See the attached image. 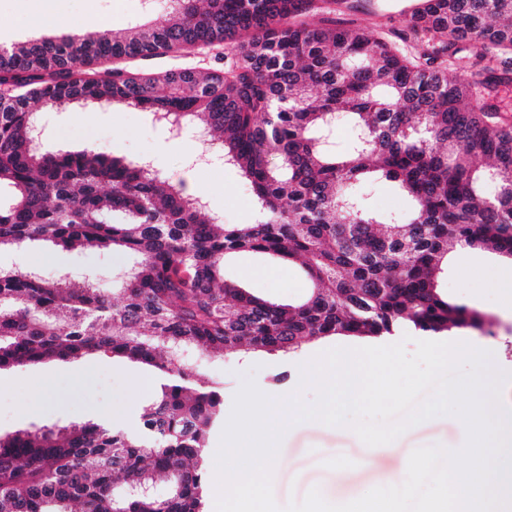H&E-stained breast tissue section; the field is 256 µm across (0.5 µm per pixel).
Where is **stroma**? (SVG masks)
<instances>
[{
    "mask_svg": "<svg viewBox=\"0 0 512 512\" xmlns=\"http://www.w3.org/2000/svg\"><path fill=\"white\" fill-rule=\"evenodd\" d=\"M63 19L59 33L102 31L111 26L141 24L151 14V0H54ZM353 9H338L332 19L340 27H362L385 38L400 53L419 59L417 41L410 32L407 0H352ZM42 0H0V45L37 36L32 21ZM225 46L199 49L177 56L133 60L132 71L163 74L176 70L220 71L235 62ZM43 128L42 150L80 151L96 148L127 158L152 163L170 179L192 182L193 195L202 199L204 209L227 224H246L256 216L254 199L240 174L225 166L218 155L201 159L202 144L193 130L172 136L149 112L129 106H97L76 103L65 109L34 105ZM127 264L125 256L80 249H64L36 243L25 250H0V269L24 268L50 278L73 281L87 278L100 287L114 288ZM503 258L482 250L454 253L448 263L443 293L449 301L489 316L485 332L455 330L458 341L491 351L494 360L512 366V280L502 276ZM224 277L251 294L282 304L296 302L305 285L300 265H285L252 252L234 256ZM349 336H332L305 343L293 354L256 352L245 356H206L187 352L186 364L197 366L210 386L224 390V411L232 413L235 398L245 381L282 408L273 411V421L286 424L278 460L273 468L272 488L279 507L303 501L312 489L334 504L357 499L373 488L387 485L408 464L410 453L419 447L439 444L461 449L467 432L459 418L437 416L404 432L395 441L366 446L345 427L318 421H299L286 399L299 397L314 404V387L302 386L303 364L316 355L352 344ZM284 383H276L279 374ZM152 372L139 364L109 356H90L72 361L50 360L35 365H18L0 370V433L8 434L30 425L82 423L91 418L106 419L115 427L132 426L149 398L140 389ZM354 470L347 484L336 480L338 463Z\"/></svg>",
    "mask_w": 512,
    "mask_h": 512,
    "instance_id": "stroma-1",
    "label": "stroma"
}]
</instances>
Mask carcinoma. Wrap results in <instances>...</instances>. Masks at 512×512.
<instances>
[{
    "instance_id": "cac0c4a2",
    "label": "carcinoma",
    "mask_w": 512,
    "mask_h": 512,
    "mask_svg": "<svg viewBox=\"0 0 512 512\" xmlns=\"http://www.w3.org/2000/svg\"><path fill=\"white\" fill-rule=\"evenodd\" d=\"M336 0H176L147 25L0 47V248L34 241L136 257L120 288L0 270V368L103 353L156 370L133 428L87 421L0 434V512H203L208 441L224 390L199 382L184 349L293 353L329 336L481 330L486 316L439 293L448 255L512 259V126L475 97L512 54V0H430L414 32L459 40L485 65L455 83L360 28L309 17ZM248 37L224 75L155 77L121 66ZM110 63L103 71L99 66ZM121 104L174 115L252 187L257 218L223 224L180 183L95 148L43 153L30 103ZM356 136L330 145L334 118ZM385 180L408 197L379 215L360 195ZM253 251L301 262L306 292L283 305L224 281ZM167 482L164 497L152 493Z\"/></svg>"
}]
</instances>
